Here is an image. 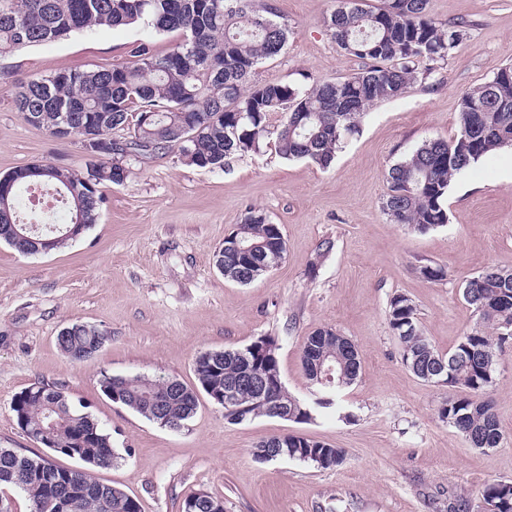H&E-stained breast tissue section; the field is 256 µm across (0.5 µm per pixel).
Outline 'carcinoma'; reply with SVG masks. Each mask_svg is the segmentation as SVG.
Segmentation results:
<instances>
[{
  "mask_svg": "<svg viewBox=\"0 0 512 512\" xmlns=\"http://www.w3.org/2000/svg\"><path fill=\"white\" fill-rule=\"evenodd\" d=\"M326 26L338 47L361 60L359 72L341 80L317 83L300 90L288 84L252 81L257 66L281 53L288 26L275 19L268 0H0V54L21 47L63 39L74 32L99 27L143 24L157 33L178 32L182 39L160 53L142 42L125 66L96 70H61L20 86L16 108L28 124L60 136L91 134L101 147L102 161L83 174L51 164L13 171L17 183L8 200V214L0 224L17 221L19 187L52 185L61 190L68 223L81 214L83 223H96L104 197L99 186L121 184L128 177L125 162L141 161L178 149L186 164L222 168L226 158L260 150L270 134L268 117L284 113L276 131L275 148L285 159H305L327 167L336 150L359 132L366 109L399 98L431 64L448 57L466 34V24L442 23L429 15V0H383L367 9L362 0H337ZM149 113L151 118L142 122ZM512 146V66L500 69L484 85L465 92L457 116V132L449 140L426 141L387 176L388 192L381 208L395 224L427 232L448 223L444 206L451 182L483 156ZM25 253L34 254L36 241L58 238L56 248L68 244L65 225L57 231L28 222ZM237 238L250 247L241 258L224 249V277L247 285L281 260L286 242L279 225L263 213L249 211L224 239ZM476 322L453 351L438 352L425 335L412 300L395 294L388 301L387 321L401 344V361L423 381L427 372L444 364L448 386L463 390L438 409L441 421L466 440L478 436L487 448L499 446L502 433L491 400H477L495 381L497 356L512 346V269L491 267L471 278L462 289ZM74 331L57 336L63 354L73 362L95 355L100 347L97 328L71 324ZM267 347L247 360L243 350L213 351L194 362L200 390L207 396L224 393V385L244 372L255 377L280 376L275 337L265 336ZM337 367L346 383H354L360 361H346L343 341L331 327L315 330L304 340L301 363L308 381L314 380L318 359ZM101 390L119 395V404L163 427L179 429L193 417L198 391L177 380H152L142 375H102ZM288 407L296 423L316 419L335 403L305 401L284 384L275 386L266 402L251 391H238L235 410L224 415L232 423L276 417V404ZM18 426L38 434L52 421L48 439L52 452L75 460L61 467L48 456L29 457L13 448H0V512H12L10 490L24 493L31 512H53L45 507L47 488L74 498L72 512H140L137 500L120 489L96 481L94 468H107L117 459L112 436L88 412L78 410L62 385L33 384L12 399ZM288 458L321 469L341 465L345 451L299 435H279ZM482 499L496 503L498 512H512V482L489 483ZM219 498L205 492L187 497L181 512H210Z\"/></svg>",
  "mask_w": 512,
  "mask_h": 512,
  "instance_id": "cac0c4a2",
  "label": "carcinoma"
}]
</instances>
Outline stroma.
<instances>
[{
  "label": "stroma",
  "mask_w": 512,
  "mask_h": 512,
  "mask_svg": "<svg viewBox=\"0 0 512 512\" xmlns=\"http://www.w3.org/2000/svg\"><path fill=\"white\" fill-rule=\"evenodd\" d=\"M289 29L282 52L263 61L258 82L307 89L357 72L324 20L335 0H269ZM429 14L464 22L465 39L403 97L370 106L360 131L329 167L288 160L265 145L225 168L186 165L178 150L128 161L127 180L102 188L96 224L62 249L26 255L0 241V448L39 453L17 425L14 395L35 383L60 384L112 436L118 455L93 477L136 499L141 512H180L204 490L224 512H448L449 497L481 504L486 484L512 480V348L497 358L489 391L503 439L482 450L438 417L450 388L418 379L402 363L386 317L396 293L415 304L440 352L454 349L475 316L467 280L486 267L512 268V148L490 153L448 189V222L421 233L381 208L386 172L429 140L451 139L465 91L512 64V0H430ZM177 33L141 25L100 27L0 55V176L48 162L75 172L88 156L79 140L28 125L17 111L20 83L64 69L125 65L151 42L160 52ZM280 226L282 261L250 284L224 278L215 254L250 210ZM334 248L315 264L324 239ZM432 262L447 273L430 282ZM84 323L107 334L96 356L66 358L60 330ZM329 326L358 347L362 370L341 395V411L310 423L225 419L208 397L171 430L112 402L103 375L173 378L196 387V357L277 337L281 378L308 398L300 355L306 336ZM294 433L346 451L333 469L297 460L258 462L252 451Z\"/></svg>",
  "instance_id": "obj_1"
}]
</instances>
